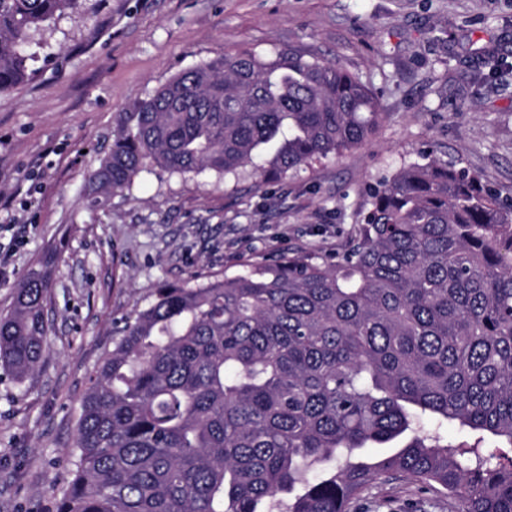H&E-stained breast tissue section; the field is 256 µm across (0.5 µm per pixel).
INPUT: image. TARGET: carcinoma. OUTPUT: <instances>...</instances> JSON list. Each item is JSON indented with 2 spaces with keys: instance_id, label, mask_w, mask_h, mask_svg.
I'll return each instance as SVG.
<instances>
[{
  "instance_id": "carcinoma-1",
  "label": "carcinoma",
  "mask_w": 512,
  "mask_h": 512,
  "mask_svg": "<svg viewBox=\"0 0 512 512\" xmlns=\"http://www.w3.org/2000/svg\"><path fill=\"white\" fill-rule=\"evenodd\" d=\"M78 5L0 0V92L27 76L32 34ZM381 121L333 62L226 54L127 113L86 202L148 165L295 174ZM371 196L343 253L163 284L123 322L83 398L56 512H351L398 477L462 512H512V202L436 160ZM52 262L0 314V364L18 381L46 351Z\"/></svg>"
}]
</instances>
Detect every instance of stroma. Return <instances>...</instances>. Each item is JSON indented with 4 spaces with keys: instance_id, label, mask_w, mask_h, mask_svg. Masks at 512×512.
I'll list each match as a JSON object with an SVG mask.
<instances>
[{
    "instance_id": "stroma-1",
    "label": "stroma",
    "mask_w": 512,
    "mask_h": 512,
    "mask_svg": "<svg viewBox=\"0 0 512 512\" xmlns=\"http://www.w3.org/2000/svg\"><path fill=\"white\" fill-rule=\"evenodd\" d=\"M334 62L384 119L363 146L257 185L250 170H141L103 206L90 173L124 113L224 53ZM27 77L0 93V313L25 271L56 264L49 347L24 381L0 367V512H53L70 479L82 400L123 319L161 284L281 254L343 252L371 190L437 158L512 199V0H83L29 43ZM403 480L375 481L353 512H458Z\"/></svg>"
}]
</instances>
